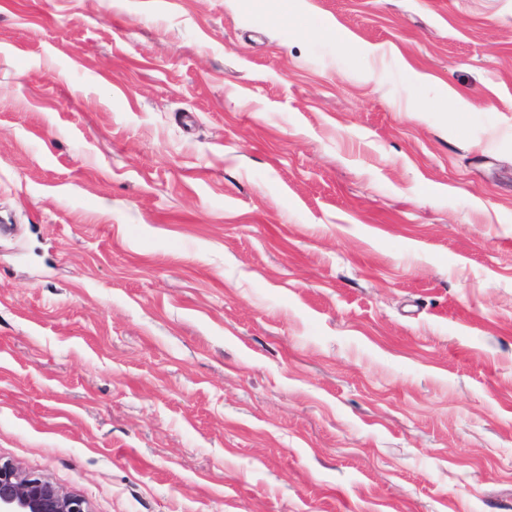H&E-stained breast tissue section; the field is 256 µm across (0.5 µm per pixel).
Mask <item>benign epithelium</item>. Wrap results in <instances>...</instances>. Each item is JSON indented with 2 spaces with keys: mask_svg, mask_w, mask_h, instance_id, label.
<instances>
[{
  "mask_svg": "<svg viewBox=\"0 0 512 512\" xmlns=\"http://www.w3.org/2000/svg\"><path fill=\"white\" fill-rule=\"evenodd\" d=\"M0 512H90L87 500L0 460Z\"/></svg>",
  "mask_w": 512,
  "mask_h": 512,
  "instance_id": "obj_1",
  "label": "benign epithelium"
}]
</instances>
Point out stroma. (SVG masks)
Here are the masks:
<instances>
[{
    "label": "stroma",
    "mask_w": 512,
    "mask_h": 512,
    "mask_svg": "<svg viewBox=\"0 0 512 512\" xmlns=\"http://www.w3.org/2000/svg\"><path fill=\"white\" fill-rule=\"evenodd\" d=\"M1 224L90 512H512V0H0Z\"/></svg>",
    "instance_id": "obj_1"
}]
</instances>
